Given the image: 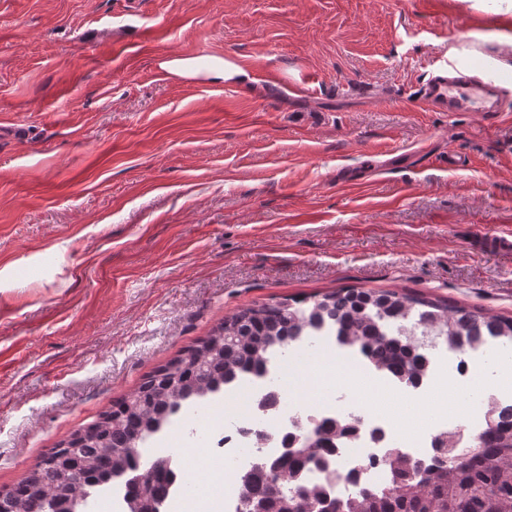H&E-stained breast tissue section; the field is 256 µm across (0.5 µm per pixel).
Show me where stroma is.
Instances as JSON below:
<instances>
[{"label": "stroma", "mask_w": 512, "mask_h": 512, "mask_svg": "<svg viewBox=\"0 0 512 512\" xmlns=\"http://www.w3.org/2000/svg\"><path fill=\"white\" fill-rule=\"evenodd\" d=\"M448 58L512 91L503 0H0V490L239 310L346 287L512 315V101L421 108ZM336 382L406 430L480 393ZM203 76L214 83L234 81L237 84L251 85L254 81L249 69L225 61L220 57H213Z\"/></svg>", "instance_id": "35a3bbf8"}]
</instances>
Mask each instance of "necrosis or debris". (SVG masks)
Listing matches in <instances>:
<instances>
[{
  "instance_id": "1",
  "label": "necrosis or debris",
  "mask_w": 512,
  "mask_h": 512,
  "mask_svg": "<svg viewBox=\"0 0 512 512\" xmlns=\"http://www.w3.org/2000/svg\"><path fill=\"white\" fill-rule=\"evenodd\" d=\"M478 334L479 341L468 344L461 354L449 351L444 340L429 349L430 364L418 386L411 389L396 383L386 371L376 370L358 347L337 353L336 335L332 332L304 336L287 348L270 351L264 376L242 372L225 386L219 403L228 404L239 398L244 405L235 413L211 419L203 440L183 438L174 448L169 435L161 432L151 447L140 449L141 462L169 459L176 469V478L168 486L160 512H235L239 499L237 476L251 469L256 461L281 456L286 437L299 440L313 435L316 421L322 419L335 418L354 429L352 435L337 440L328 460V470L338 471L339 479L328 482L327 470L310 468L303 470L297 481L310 488H327L332 494L351 492L358 483L372 488L384 486L389 478L385 449L399 448L412 459L428 461L434 454L433 441L439 435H447L452 444L462 436L483 435L488 415L512 414V389L484 388L479 401L469 406L464 416L451 411L415 431L399 428L366 400H347L343 390L330 385L313 401L300 394L308 363L306 354L313 346L324 358H340L352 373L366 377L373 387L384 391L428 398L448 380L454 381L456 388H466L475 379V363L501 347L500 340L491 338L488 329H479ZM218 458L229 477L226 491L219 495L186 492L184 486L193 476L213 475Z\"/></svg>"
}]
</instances>
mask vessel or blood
Masks as SVG:
<instances>
[{"mask_svg":"<svg viewBox=\"0 0 512 512\" xmlns=\"http://www.w3.org/2000/svg\"><path fill=\"white\" fill-rule=\"evenodd\" d=\"M495 69L473 71L471 67L450 61L437 67L423 85L420 100L423 105L450 112L479 109L495 112L499 109L501 88Z\"/></svg>","mask_w":512,"mask_h":512,"instance_id":"vessel-or-blood-1","label":"vessel or blood"}]
</instances>
